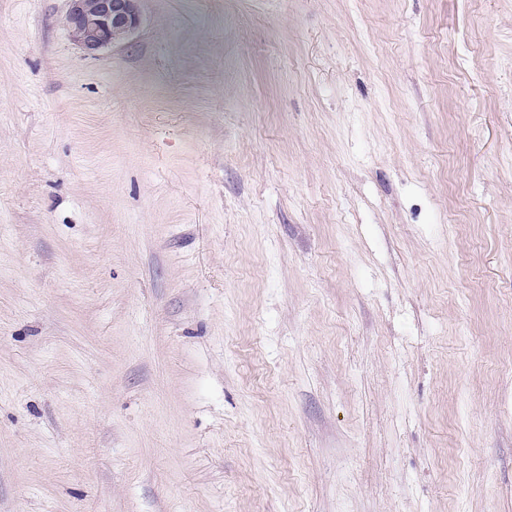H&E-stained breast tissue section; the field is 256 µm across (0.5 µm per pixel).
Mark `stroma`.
Returning <instances> with one entry per match:
<instances>
[{"label": "stroma", "instance_id": "obj_1", "mask_svg": "<svg viewBox=\"0 0 512 512\" xmlns=\"http://www.w3.org/2000/svg\"><path fill=\"white\" fill-rule=\"evenodd\" d=\"M0 0V512H512V0ZM65 25L88 55L126 39L140 23L138 0H69Z\"/></svg>", "mask_w": 512, "mask_h": 512}]
</instances>
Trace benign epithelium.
<instances>
[{"instance_id": "benign-epithelium-1", "label": "benign epithelium", "mask_w": 512, "mask_h": 512, "mask_svg": "<svg viewBox=\"0 0 512 512\" xmlns=\"http://www.w3.org/2000/svg\"><path fill=\"white\" fill-rule=\"evenodd\" d=\"M65 25L86 54L126 39L140 23L138 0H69Z\"/></svg>"}]
</instances>
